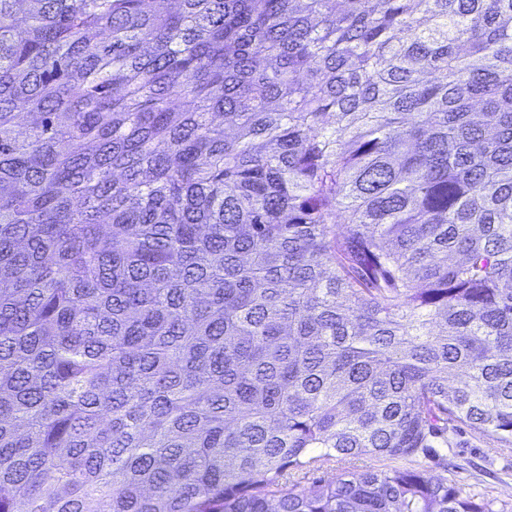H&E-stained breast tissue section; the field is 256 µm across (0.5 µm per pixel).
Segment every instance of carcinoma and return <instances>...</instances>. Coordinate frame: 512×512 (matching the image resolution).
<instances>
[{
	"label": "carcinoma",
	"instance_id": "obj_1",
	"mask_svg": "<svg viewBox=\"0 0 512 512\" xmlns=\"http://www.w3.org/2000/svg\"><path fill=\"white\" fill-rule=\"evenodd\" d=\"M20 3L0 512H496L286 475L512 444V0Z\"/></svg>",
	"mask_w": 512,
	"mask_h": 512
}]
</instances>
